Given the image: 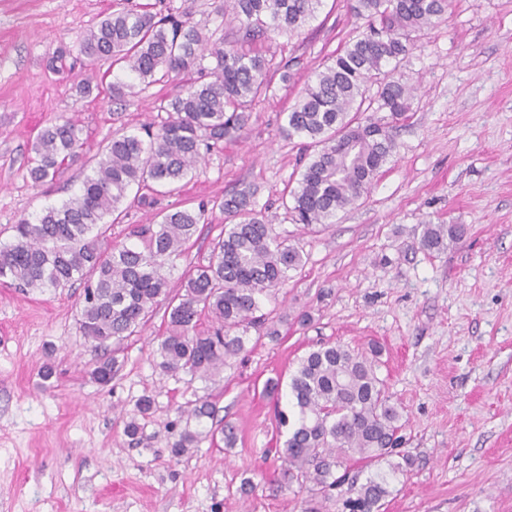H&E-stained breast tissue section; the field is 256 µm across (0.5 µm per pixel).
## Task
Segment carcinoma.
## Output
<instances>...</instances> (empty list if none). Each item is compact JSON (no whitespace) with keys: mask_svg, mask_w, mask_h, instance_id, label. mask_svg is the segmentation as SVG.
<instances>
[{"mask_svg":"<svg viewBox=\"0 0 512 512\" xmlns=\"http://www.w3.org/2000/svg\"><path fill=\"white\" fill-rule=\"evenodd\" d=\"M233 2L237 22L232 41L212 39L186 12L156 10L150 4L112 10L79 35L91 62L124 64L149 86L194 71L197 78L178 87L169 101L170 116L155 127L120 130L95 158L80 187L59 205L11 226L13 241L0 244V279L25 290H57L84 284L79 328L102 351L91 375L101 385L118 373L115 356L125 338L143 329L159 302H167L168 331L157 347L158 367L201 376L220 373L239 355L252 329L278 335L262 312L265 302L303 263L301 251L273 234L272 224L255 210L252 193L240 190L224 199V225L214 240L208 264L185 277L172 293L163 268L182 253L196 226L208 220L207 204L152 214L150 223L130 231L136 242L102 248L118 222L132 187L172 193L204 158V153L239 135L253 102L269 87L270 76L293 79L289 63L253 52L249 45L273 31L297 33L314 18L322 0H222ZM451 0H353L354 16L365 30L316 70L286 113L282 133L317 148L290 190L294 221L312 231L334 223L355 205L396 154L393 124L411 110L414 89L395 76L412 46V34L428 30L446 14ZM213 65L205 67L206 58ZM387 112L389 119L361 118ZM82 130L74 120L41 129L31 146L28 175L37 185L55 180L61 169L80 161ZM459 224H424L420 246L441 251L462 238ZM340 344L322 345L304 356L290 382L293 416L277 410L280 425H291L282 445L273 449L282 462L278 486L310 484L323 499L346 488L341 512H380L389 494L386 484H358L351 463L368 464L392 456L393 468L409 469L414 459L405 444L400 413L390 403L374 357ZM142 397L125 423L128 437L140 431L138 417L152 408ZM178 414L207 431L184 429L174 435L170 453L178 458L208 437L222 435L235 446L234 427L217 419L208 399H197Z\"/></svg>","mask_w":512,"mask_h":512,"instance_id":"1","label":"carcinoma"}]
</instances>
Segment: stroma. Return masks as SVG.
Returning a JSON list of instances; mask_svg holds the SVG:
<instances>
[{
  "mask_svg": "<svg viewBox=\"0 0 512 512\" xmlns=\"http://www.w3.org/2000/svg\"><path fill=\"white\" fill-rule=\"evenodd\" d=\"M113 2L0 0L2 242L12 224L66 200L83 178L74 165L51 188L32 183L27 160L40 129L78 121L91 158L113 131L168 118L169 84L135 87L119 101L102 85L82 90L91 67L77 37ZM357 25L349 0H323L300 33L258 42L293 61V83L273 77L238 140L207 153L174 193L132 205L108 232L109 242H124L154 212L254 190L256 210L304 254L272 304L288 316L277 338L251 336L219 375H170L157 366L167 327L160 306L122 342V368L104 386L91 377L99 353L79 329L81 285L31 292L0 282V512H303L308 491L277 488L281 466L267 450L280 435L264 387L288 385L322 343L383 349L378 374L415 464L404 473L385 460L364 469L391 491L380 512H512V0H454L415 37L398 68L417 93L396 125L395 156L366 196L312 233L285 208L308 149L281 126L300 87ZM61 47L67 67L55 71L49 61ZM426 222L466 233L430 253L418 244ZM223 225V213H210L166 265L171 291L207 262ZM303 312L309 323L299 322ZM47 362L54 374L45 381ZM145 395L153 409L133 441L125 421ZM201 397L235 426L237 444L222 450L206 439L172 458L166 424L195 428L177 410Z\"/></svg>",
  "mask_w": 512,
  "mask_h": 512,
  "instance_id": "stroma-1",
  "label": "stroma"
}]
</instances>
